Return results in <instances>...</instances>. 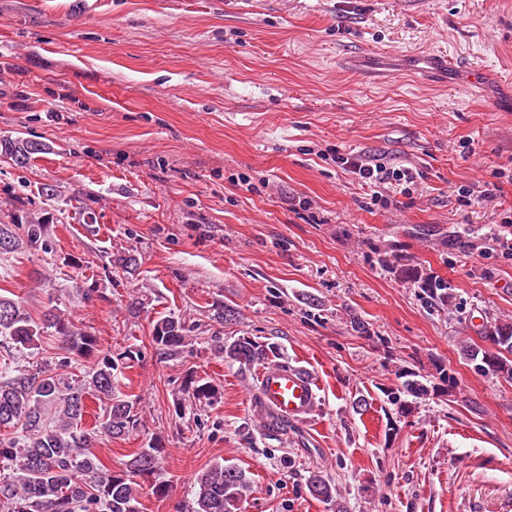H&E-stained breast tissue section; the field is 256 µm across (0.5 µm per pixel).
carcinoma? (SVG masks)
<instances>
[{"instance_id":"1","label":"carcinoma","mask_w":512,"mask_h":512,"mask_svg":"<svg viewBox=\"0 0 512 512\" xmlns=\"http://www.w3.org/2000/svg\"><path fill=\"white\" fill-rule=\"evenodd\" d=\"M44 151L46 145L38 141L0 138V156L19 167ZM23 244L53 251L43 217L29 215L20 223H0V252ZM379 262L399 280L418 288L429 306L448 304V282L421 264L397 255H381ZM111 268L132 277L139 268L138 257L132 251L117 254ZM48 332L63 338L65 356L55 364L20 366L0 379V429L18 432L0 438V468L9 471L0 479V512H140L136 477L160 473L161 449L156 445L138 449L126 473L119 475L95 451L99 441L125 437L139 424L137 402L118 394V364L112 350L101 352L97 337L77 328L53 306L37 321L18 300L0 294V345L23 357L32 355ZM189 332L172 315L159 318L152 334L157 359L179 358L191 341ZM478 335L490 348L467 342L460 346L462 357L481 373L512 378V322L486 321ZM214 347L225 360L244 368L275 366L281 356L277 344L245 336L227 341L217 337ZM404 376L402 387L389 394L402 414L409 408L406 397L421 398L429 392L415 373ZM90 396L100 402L101 417L86 429L82 419ZM195 487L190 512H241L250 480L239 467L216 462L196 475ZM306 487L312 497L334 502L336 512H345L336 484L325 476L312 473Z\"/></svg>"}]
</instances>
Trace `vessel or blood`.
<instances>
[{"mask_svg": "<svg viewBox=\"0 0 512 512\" xmlns=\"http://www.w3.org/2000/svg\"><path fill=\"white\" fill-rule=\"evenodd\" d=\"M412 59L410 71L414 74L424 69L445 70L457 64L455 57L446 54L416 53ZM258 397L278 417L294 422L311 411L317 394L311 376L305 371L279 366L262 373Z\"/></svg>", "mask_w": 512, "mask_h": 512, "instance_id": "vessel-or-blood-1", "label": "vessel or blood"}]
</instances>
